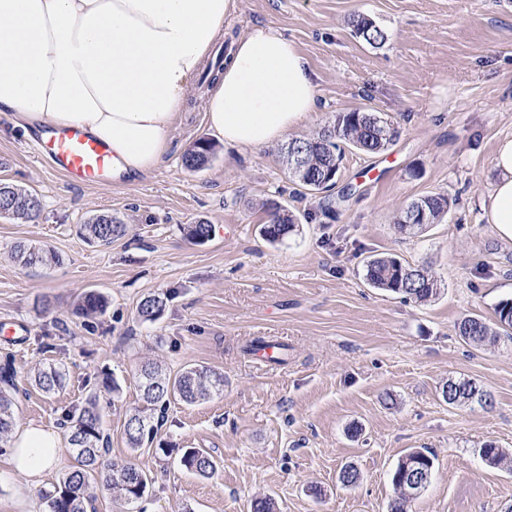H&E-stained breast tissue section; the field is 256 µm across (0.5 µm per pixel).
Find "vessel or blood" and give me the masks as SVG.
<instances>
[{
	"instance_id": "1",
	"label": "vessel or blood",
	"mask_w": 512,
	"mask_h": 512,
	"mask_svg": "<svg viewBox=\"0 0 512 512\" xmlns=\"http://www.w3.org/2000/svg\"><path fill=\"white\" fill-rule=\"evenodd\" d=\"M31 149L71 184L112 183L111 149L80 128L44 129L32 140Z\"/></svg>"
}]
</instances>
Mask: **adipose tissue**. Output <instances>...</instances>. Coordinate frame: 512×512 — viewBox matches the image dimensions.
Returning <instances> with one entry per match:
<instances>
[{
	"label": "adipose tissue",
	"instance_id": "1",
	"mask_svg": "<svg viewBox=\"0 0 512 512\" xmlns=\"http://www.w3.org/2000/svg\"><path fill=\"white\" fill-rule=\"evenodd\" d=\"M234 0H0V112L15 127H78L107 144L113 175L136 181L161 161L177 112L213 60ZM317 84L293 42L255 25L224 61L204 104L225 146H272L308 122ZM497 178L482 202L512 242V138L498 142ZM55 428L10 442L26 485L59 463Z\"/></svg>",
	"mask_w": 512,
	"mask_h": 512
}]
</instances>
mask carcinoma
<instances>
[{
    "label": "carcinoma",
    "instance_id": "cac0c4a2",
    "mask_svg": "<svg viewBox=\"0 0 512 512\" xmlns=\"http://www.w3.org/2000/svg\"><path fill=\"white\" fill-rule=\"evenodd\" d=\"M350 25L368 27L363 41L373 40L384 44L386 32L380 27L369 26V21L361 15L350 19ZM397 131L372 112L353 110L339 112L333 123L313 138L293 139L304 149L303 164L296 167L286 161L292 180L317 193L335 185L343 159L342 145L353 146L366 153L384 150L396 137ZM216 144L210 140L197 141L184 156V163L192 169L204 167L215 155ZM428 213V223L437 224L448 214L450 202L442 194H431L417 199ZM0 210L17 220L34 221L39 217L41 204L37 196L8 182L0 181ZM269 221L261 228L265 239L271 243L281 241L293 228L296 215L290 210L267 204ZM211 225L201 221L190 224L186 235L191 240L205 241L211 236ZM84 237L91 243L108 245L122 233V225L108 213L96 214L83 225ZM16 258L25 266H32L47 259L42 248L21 246L16 250ZM365 279L368 284L400 296L416 304H425L435 299L440 288L428 272L418 266L404 264L395 256H380L366 264ZM106 307L103 296L96 292L86 294L77 306V313L90 316L101 313ZM165 300L159 295L145 298L139 305L138 315L145 322H154L162 314ZM499 328L512 330V300L500 302L496 308ZM462 340L475 347L493 343L500 333L481 318L467 316L457 325ZM141 389L146 407L130 413L124 427L127 447L137 450L153 439L158 423L155 422L152 407L164 405L173 400L188 405L208 400L216 391L223 389L224 377L211 370L189 367L173 375L157 363H146L140 368ZM63 372L49 366L37 371L33 381L45 393H51L63 382ZM17 390L15 371L10 363L0 367V441L13 430L14 410L11 391ZM443 400L452 406H463L477 402L492 404L491 394L470 379L447 383L442 387ZM68 441L75 453L76 466L66 473L48 495L49 512H88L94 496L91 482L100 478L109 492L112 501L122 506V512H140L142 499L149 483L147 472L134 464L118 465L108 461L109 438L101 425L97 393L86 399L78 415L69 419ZM508 458V453L492 443L484 445V460L492 467L499 466ZM181 462L187 469L200 476L208 477L216 472L212 455L204 448L187 449ZM427 468L434 465L433 454L426 448H411L398 461L391 475L394 487H399L406 476V467Z\"/></svg>",
    "mask_w": 512,
    "mask_h": 512
}]
</instances>
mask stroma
Masks as SVG:
<instances>
[{"label": "stroma", "instance_id": "35a3bbf8", "mask_svg": "<svg viewBox=\"0 0 512 512\" xmlns=\"http://www.w3.org/2000/svg\"><path fill=\"white\" fill-rule=\"evenodd\" d=\"M370 17L388 35L372 47L353 35L351 15ZM254 25L295 43L319 87L318 110L294 129L310 137L336 113L362 109L396 127L388 148H349L329 191L299 187L281 146L220 148L202 169L185 167L198 140L212 139L196 85L179 113L170 150L145 178L109 187L75 186L26 147L27 134L0 112V179L38 196L40 216H0V322L25 335L0 334V364L11 361L17 427H61L103 377L119 390L97 391L109 459L143 468L144 512H248L272 497L278 512H390L391 474L410 448L435 456L428 487L408 512H507L512 466H489L478 450L492 442L512 452V339L476 348L456 324L495 321L512 298V243L502 241L482 207L496 178L498 141L512 137V0H235L223 50ZM442 194L441 223L400 233L396 218L413 200ZM294 212L282 241L261 235L269 202ZM112 214L124 233L108 245L85 241L81 226ZM212 226L197 243L187 225ZM33 244L52 262L25 267L12 253ZM424 265L440 288L425 304L371 287L370 257ZM90 291L100 315H78ZM166 306L142 321V299ZM258 336L288 347L270 366L247 352ZM204 366L223 375L209 400L170 403L151 443L127 447L124 425L141 406L139 368ZM53 365L60 388L44 393L32 377ZM471 379L493 403L453 407L440 389ZM57 471L14 500L22 476L0 442V512H48L53 490L74 458L60 442ZM205 448L217 471L203 477L181 464ZM355 485L339 480L345 466Z\"/></svg>", "mask_w": 512, "mask_h": 512}]
</instances>
